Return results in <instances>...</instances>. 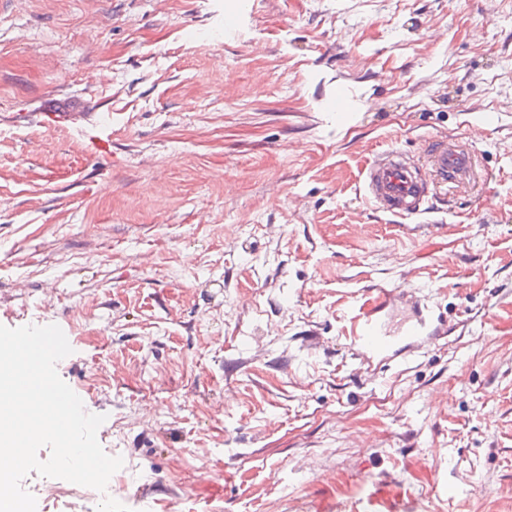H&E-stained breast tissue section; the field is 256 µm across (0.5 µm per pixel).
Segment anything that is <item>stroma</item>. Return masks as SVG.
Listing matches in <instances>:
<instances>
[{
    "label": "stroma",
    "instance_id": "1",
    "mask_svg": "<svg viewBox=\"0 0 512 512\" xmlns=\"http://www.w3.org/2000/svg\"><path fill=\"white\" fill-rule=\"evenodd\" d=\"M2 99L0 325L71 336L113 499L512 512V0H8ZM438 139L474 184L376 210L368 159ZM384 290L434 345L351 346Z\"/></svg>",
    "mask_w": 512,
    "mask_h": 512
}]
</instances>
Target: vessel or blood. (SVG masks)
<instances>
[{
	"label": "vessel or blood",
	"mask_w": 512,
	"mask_h": 512,
	"mask_svg": "<svg viewBox=\"0 0 512 512\" xmlns=\"http://www.w3.org/2000/svg\"><path fill=\"white\" fill-rule=\"evenodd\" d=\"M425 155L427 163L423 166L398 150L378 154L367 162L362 189L376 209L400 219L421 215L431 197L465 185L474 175L475 154L465 145L435 140L428 144ZM391 300L390 292H382L353 317L349 339L357 351L388 359L416 354L431 343L421 320L400 335L389 334L383 312Z\"/></svg>",
	"instance_id": "vessel-or-blood-1"
}]
</instances>
